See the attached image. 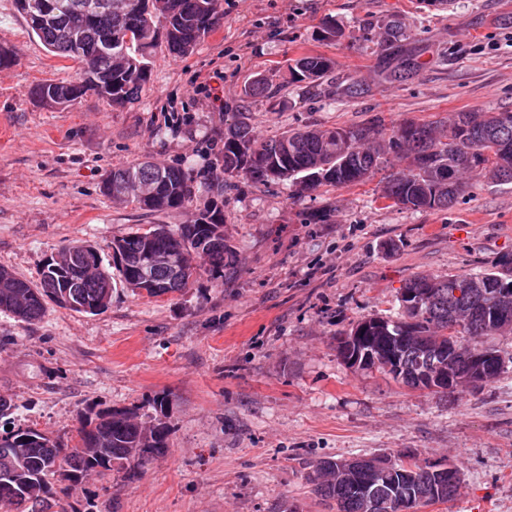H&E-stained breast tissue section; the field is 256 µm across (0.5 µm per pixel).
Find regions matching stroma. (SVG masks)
Wrapping results in <instances>:
<instances>
[{
	"mask_svg": "<svg viewBox=\"0 0 512 512\" xmlns=\"http://www.w3.org/2000/svg\"><path fill=\"white\" fill-rule=\"evenodd\" d=\"M224 18L193 53L159 50L141 98L124 106L90 94L66 108L34 97L45 80L75 77L49 54L14 0H0V268L39 283L61 246L92 245L112 276L99 314L47 303L24 323L0 312V395L17 409L0 424L69 442L89 410L165 400L169 452L134 480L86 479L56 512H336L305 476L310 462L387 454L449 460L457 499L417 512H512V333L489 337L505 361L494 381L454 393L410 389L351 368L336 339L385 316L419 274L499 272L512 259V184L474 180L445 210L387 207L377 181L300 193L289 181L239 177L224 186L223 276L203 272L174 295L126 288L113 239L190 223L192 206L154 213L100 191L103 176L150 157L193 183L218 173L220 142L246 115L258 138L291 128L381 118L441 121L481 108L512 110V0H220ZM408 36L378 42L392 16ZM346 36L322 42L325 19ZM324 54L319 86L288 65ZM410 54L422 67L388 82L382 67ZM268 78L275 98L246 87ZM361 92L343 105L338 85Z\"/></svg>",
	"mask_w": 512,
	"mask_h": 512,
	"instance_id": "obj_1",
	"label": "stroma"
}]
</instances>
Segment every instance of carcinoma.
Returning <instances> with one entry per match:
<instances>
[{"mask_svg": "<svg viewBox=\"0 0 512 512\" xmlns=\"http://www.w3.org/2000/svg\"><path fill=\"white\" fill-rule=\"evenodd\" d=\"M87 0H54L55 13L25 12L28 27L48 53L78 65L81 86L71 80L50 81L36 87L40 102L67 107L92 92L114 105L135 101L150 80L152 59L163 47L173 57L192 53L200 41L222 19L218 0H106L112 9L96 19L78 8ZM343 28L333 20L323 22L318 37L339 41ZM335 67L323 54L305 55L289 64L290 80L318 84ZM406 166L382 181L379 198L392 206L420 210H442L466 192L468 180L484 178L499 184L512 183V111L455 112L448 120H406L386 127L381 120L351 127H315L290 130L278 139L258 140L244 121H236L224 133L222 171L227 178L244 176L255 182L277 178L288 180L303 191L322 185L344 188L362 185L391 161ZM152 179L155 194L150 199L135 196L127 201L151 212L182 209L193 202L194 192L179 166L142 162L112 170L107 183ZM211 196L198 209L191 224L171 228L158 224L147 232L136 231L112 242L124 284L140 269L151 270L143 291L150 297L179 292L200 268L224 273V262L232 250L224 242V180L208 187ZM73 252L71 263L61 269L45 267L40 283L32 285L0 268V311L33 323L46 313V302L76 313H85L97 301L112 299V277L96 250L84 244L66 246ZM175 256V266L152 267L156 253ZM470 283V293L460 298L449 288ZM496 288L512 289V276L496 272L433 277L418 275L397 291V301L407 294H426L416 328L403 329L405 312L384 319L378 329L362 332L373 341L392 348L405 363L411 377L399 380L417 387L419 361L441 362V353L421 348V342L443 344L448 326L470 342L460 345L449 359L452 375L465 374L470 355L493 354L482 342L484 336L512 332V300L506 311L490 296ZM169 427L154 416L142 419L136 409H104L88 416L76 430L75 443L64 446L43 432L27 429L0 433V503L16 512H52L59 493L70 495L91 475H122L133 479L154 457L165 455ZM415 452L393 462L394 476L382 488L410 490L407 467H419ZM346 459H325L312 465L306 480L322 501L336 502V512H364L360 487L371 478L367 473L345 477ZM461 486L457 466L442 479L425 476L418 484L425 494L409 507L448 503L457 498Z\"/></svg>", "mask_w": 512, "mask_h": 512, "instance_id": "1", "label": "carcinoma"}]
</instances>
